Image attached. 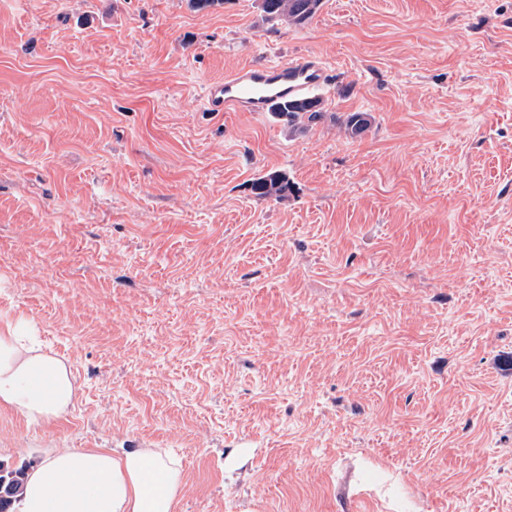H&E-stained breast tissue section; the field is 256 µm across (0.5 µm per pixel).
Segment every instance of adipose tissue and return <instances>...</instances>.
I'll list each match as a JSON object with an SVG mask.
<instances>
[{
  "label": "adipose tissue",
  "mask_w": 512,
  "mask_h": 512,
  "mask_svg": "<svg viewBox=\"0 0 512 512\" xmlns=\"http://www.w3.org/2000/svg\"><path fill=\"white\" fill-rule=\"evenodd\" d=\"M76 397L65 362L27 321L0 315V407L44 425ZM180 481V464L161 448H61L30 471L20 512H174Z\"/></svg>",
  "instance_id": "obj_1"
}]
</instances>
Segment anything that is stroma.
<instances>
[{
	"mask_svg": "<svg viewBox=\"0 0 512 512\" xmlns=\"http://www.w3.org/2000/svg\"><path fill=\"white\" fill-rule=\"evenodd\" d=\"M289 55L336 74L320 123L208 111ZM1 311L78 388L0 407L13 465L166 448L177 512H512V0H0ZM260 10L269 20L301 25L319 10L322 0H260ZM288 190V178L277 172L263 174L251 183V192L259 200L284 199Z\"/></svg>",
	"mask_w": 512,
	"mask_h": 512,
	"instance_id": "35a3bbf8",
	"label": "stroma"
}]
</instances>
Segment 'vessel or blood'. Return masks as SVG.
I'll list each match as a JSON object with an SVG mask.
<instances>
[{
    "mask_svg": "<svg viewBox=\"0 0 512 512\" xmlns=\"http://www.w3.org/2000/svg\"><path fill=\"white\" fill-rule=\"evenodd\" d=\"M329 78L328 68L314 58L253 64L209 87L204 102L214 112H267L275 103L308 96Z\"/></svg>",
    "mask_w": 512,
    "mask_h": 512,
    "instance_id": "vessel-or-blood-1",
    "label": "vessel or blood"
}]
</instances>
